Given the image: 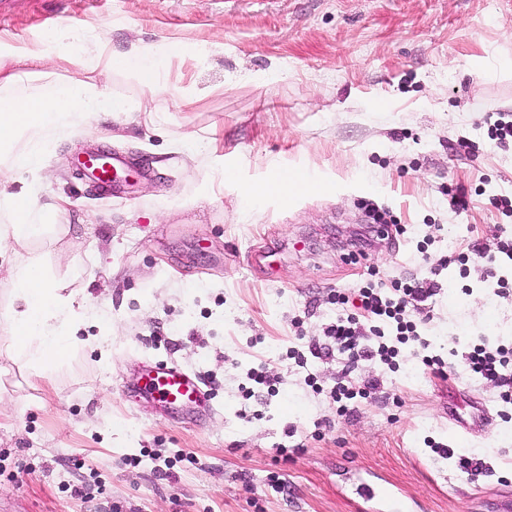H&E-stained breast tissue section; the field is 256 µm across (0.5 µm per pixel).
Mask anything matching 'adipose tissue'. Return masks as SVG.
<instances>
[{
  "mask_svg": "<svg viewBox=\"0 0 512 512\" xmlns=\"http://www.w3.org/2000/svg\"><path fill=\"white\" fill-rule=\"evenodd\" d=\"M184 51L181 43L168 39L134 43L122 53L112 52L108 42L100 39L76 56L54 44L19 50L0 43V212L9 218L0 225V244L12 245L16 256L6 282L9 302L0 313V325L6 329L0 338V356L30 375L53 380L80 346L69 330L78 317L79 292L31 248L36 239L50 234L59 241L70 231L69 225L42 221L48 212L65 214L66 200L44 203L33 190L41 179L51 136L65 123L90 125L101 112L142 110V103L113 94L111 76L126 74L147 97H155L169 86L171 59ZM49 64L76 69L78 75L15 93L25 68ZM19 176L28 178L29 188L7 191V184ZM305 188L319 191L323 185L305 173L289 172L245 187L244 197L257 202Z\"/></svg>",
  "mask_w": 512,
  "mask_h": 512,
  "instance_id": "ef3b65f1",
  "label": "adipose tissue"
}]
</instances>
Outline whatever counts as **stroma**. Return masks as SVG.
<instances>
[{
  "label": "stroma",
  "instance_id": "35a3bbf8",
  "mask_svg": "<svg viewBox=\"0 0 512 512\" xmlns=\"http://www.w3.org/2000/svg\"><path fill=\"white\" fill-rule=\"evenodd\" d=\"M61 22L79 32L77 54L97 36L119 53L179 41L169 82L197 102L157 96L155 123L102 112L49 148L38 194L69 200L70 233L64 251L34 248L82 290L77 336L112 354L85 347L50 384L0 357L14 407L0 419V512H360L373 483L410 512H496L512 492V406L459 354L512 346V290L496 295L484 266L439 261L512 238V213L493 203L512 196V145L489 138L512 113V0H0L2 43L40 42ZM461 137L472 148L460 155ZM97 148L145 167L125 197L79 175L77 156ZM297 169L324 191L244 199ZM372 207L397 229L373 232ZM257 250L269 256L254 270ZM430 276L442 290L417 331L449 357L446 376L402 346L395 366L354 367L382 391L338 416L344 356L302 367L290 350L326 346L336 290ZM154 358L196 373L211 409L174 420L129 394ZM260 364L273 386L245 397ZM460 454L483 472L462 474Z\"/></svg>",
  "mask_w": 512,
  "mask_h": 512
}]
</instances>
